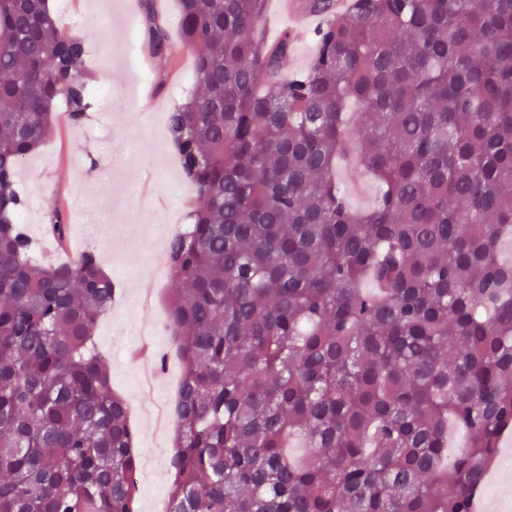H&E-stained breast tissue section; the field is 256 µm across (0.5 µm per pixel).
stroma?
<instances>
[{"label": "stroma", "mask_w": 512, "mask_h": 512, "mask_svg": "<svg viewBox=\"0 0 512 512\" xmlns=\"http://www.w3.org/2000/svg\"><path fill=\"white\" fill-rule=\"evenodd\" d=\"M60 29L74 32L85 43L91 85H106L111 100L100 101L90 120L73 125L66 105L52 114L48 140L20 167L17 183L29 213L30 239L44 233L47 216L65 211L70 224L69 250L62 261H76L95 250L112 272L120 294L111 314L98 325L95 339L112 376L115 391L131 407V423L141 451L170 447L171 432L154 435L144 410L172 404L178 379L169 376L160 393L137 391L138 372L128 351L142 331L160 318L170 287L169 270L156 256L149 226L180 224L188 210L192 188L179 175V160L169 144L166 113L191 93V56L157 58L149 81L125 59L127 21L103 13L97 0H75L71 14L59 13ZM151 91L161 106L155 114L141 112L139 96Z\"/></svg>", "instance_id": "stroma-1"}]
</instances>
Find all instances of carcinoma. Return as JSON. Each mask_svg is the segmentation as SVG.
<instances>
[{"mask_svg":"<svg viewBox=\"0 0 512 512\" xmlns=\"http://www.w3.org/2000/svg\"><path fill=\"white\" fill-rule=\"evenodd\" d=\"M178 2L196 83L167 130L194 223L168 240L169 512H473L512 430V0H311L316 50L288 74L269 0ZM145 32L174 52L151 9ZM88 81L46 0H0V512L138 493L94 346L112 279L92 252L31 261L16 222L17 168L59 102L81 121ZM353 140L364 212L337 180Z\"/></svg>","mask_w":512,"mask_h":512,"instance_id":"carcinoma-1","label":"carcinoma"}]
</instances>
